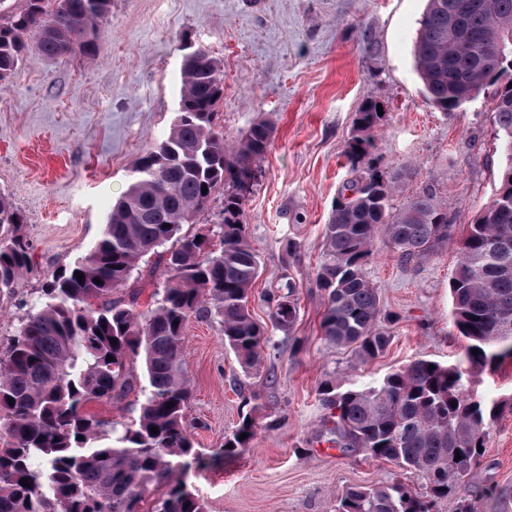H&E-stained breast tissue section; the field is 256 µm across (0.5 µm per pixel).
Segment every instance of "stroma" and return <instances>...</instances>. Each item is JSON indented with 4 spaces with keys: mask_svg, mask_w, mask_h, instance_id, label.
Masks as SVG:
<instances>
[{
    "mask_svg": "<svg viewBox=\"0 0 512 512\" xmlns=\"http://www.w3.org/2000/svg\"><path fill=\"white\" fill-rule=\"evenodd\" d=\"M425 8L426 0H112L96 59H48L33 47L17 76L0 84V191L24 218L35 262L0 299V343L41 304L52 272L95 245L134 161L168 134L183 45L204 47L221 63L216 112L226 143L261 118L275 128L243 222L261 262L255 292L290 276L300 310L290 332H275L278 353L251 374L225 347L216 318L187 326V418L199 447H223L245 404L257 406L261 425L246 453L189 473L207 512H336L349 487L398 479L425 488L419 473L315 439L325 416L320 383L370 384L414 360L463 357L449 292L456 243L407 266L385 241L374 242L364 274L392 339L367 362L325 339L316 283L327 259L323 227L353 176L345 157L352 119L366 98L388 112L374 134L373 164L403 172L405 194L432 191L456 232L499 186L505 158L492 90L451 112L425 97L413 55ZM465 387L501 404L470 484L512 486V360L471 372Z\"/></svg>",
    "mask_w": 512,
    "mask_h": 512,
    "instance_id": "1",
    "label": "stroma"
}]
</instances>
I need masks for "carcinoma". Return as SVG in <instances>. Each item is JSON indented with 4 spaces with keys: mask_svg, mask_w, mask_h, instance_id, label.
I'll list each match as a JSON object with an SVG mask.
<instances>
[{
    "mask_svg": "<svg viewBox=\"0 0 512 512\" xmlns=\"http://www.w3.org/2000/svg\"><path fill=\"white\" fill-rule=\"evenodd\" d=\"M8 2L0 0V16H6L0 22V84L24 63L32 33L46 58L98 55L97 28L112 0H22L18 9ZM451 11L458 13L452 29ZM414 59L428 101L444 112L469 101L468 92L497 84L494 123L503 140L512 141V0H428ZM181 82L167 138L135 160L128 190L112 207L102 237L51 275L45 301L0 345V512H207L186 482L204 465L186 420L192 397L184 359L187 324L215 316L224 345L252 369L275 349L273 333L291 330L297 320V286L288 276L262 295L270 323L250 312L260 264L243 224L244 192L271 146L273 128L258 120L226 145L214 123L224 75L205 48L184 54ZM378 104L367 98L355 113L346 157L352 168L365 163L367 169L331 210L324 233L328 259L317 273L324 336L361 361L382 354L391 340L377 289L363 273L375 238H384L405 263L454 240L433 194L415 193L393 205L403 174L383 173L369 161L375 130L386 120ZM503 154L495 198L458 241L450 296L455 326L467 341L463 359L448 365L419 359L378 383L325 382L318 390L326 414L317 441L416 471L426 491L400 480L349 487L337 496L336 512H433L443 499L455 500L456 512H477L481 499L491 512H512L511 486L470 487L498 405L466 393L464 383L469 370H494L512 359V149ZM227 181L236 192L224 196L218 234L183 231ZM32 254L22 215L0 191V298L33 271ZM147 257L166 279L151 307L139 312L137 294L117 291ZM78 272L84 280H77ZM139 358L146 386L134 373ZM133 392L142 401L128 421L85 410ZM256 413L255 406L242 413L212 461L249 449ZM23 478L28 485L20 484Z\"/></svg>",
    "mask_w": 512,
    "mask_h": 512,
    "instance_id": "obj_1",
    "label": "carcinoma"
}]
</instances>
